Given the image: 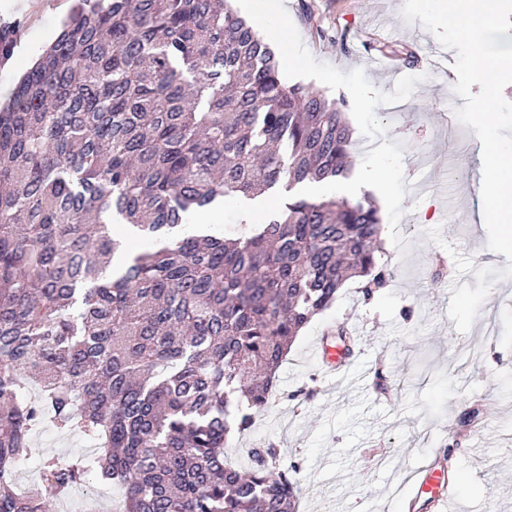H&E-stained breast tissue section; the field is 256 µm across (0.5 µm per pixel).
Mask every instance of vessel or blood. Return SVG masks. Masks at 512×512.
I'll return each instance as SVG.
<instances>
[{"label": "vessel or blood", "mask_w": 512, "mask_h": 512, "mask_svg": "<svg viewBox=\"0 0 512 512\" xmlns=\"http://www.w3.org/2000/svg\"><path fill=\"white\" fill-rule=\"evenodd\" d=\"M319 355L332 374L348 373L351 352L347 347L321 341ZM458 501L457 483L437 456H427L406 477L397 496V504L404 512H414L416 506H424L428 512H454Z\"/></svg>", "instance_id": "vessel-or-blood-1"}]
</instances>
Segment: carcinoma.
<instances>
[{
    "label": "carcinoma",
    "instance_id": "1",
    "mask_svg": "<svg viewBox=\"0 0 512 512\" xmlns=\"http://www.w3.org/2000/svg\"><path fill=\"white\" fill-rule=\"evenodd\" d=\"M18 23L0 21V65ZM342 108L282 79L227 0H74L0 106V512H45L91 472L123 512H298L280 450L228 462L301 330L383 287L369 200L294 198L233 238L185 230L227 196L347 178ZM40 396L26 397L30 385ZM49 422L88 465L15 472Z\"/></svg>",
    "mask_w": 512,
    "mask_h": 512
}]
</instances>
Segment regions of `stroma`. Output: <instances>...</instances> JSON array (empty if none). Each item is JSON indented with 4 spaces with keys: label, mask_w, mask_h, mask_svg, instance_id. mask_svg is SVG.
<instances>
[{
    "label": "stroma",
    "mask_w": 512,
    "mask_h": 512,
    "mask_svg": "<svg viewBox=\"0 0 512 512\" xmlns=\"http://www.w3.org/2000/svg\"><path fill=\"white\" fill-rule=\"evenodd\" d=\"M294 35L278 44L299 83L345 101L356 165L349 198L373 197L384 224L383 288L364 298L349 283L336 304L298 336L277 372L271 409L236 440L233 464L272 442L298 467L299 512H394L390 495L425 455L451 450L460 512H512V278L496 281L469 332L448 316L451 288L475 284L480 267L502 268L477 220L473 174L481 146L454 108L455 51L404 0H280ZM71 0H0V19L22 21L17 50L0 66L4 102L56 36ZM393 65L378 69L373 59ZM347 324L358 352L344 381L311 351L328 326ZM39 456L82 462L91 444L51 429L34 433ZM121 486L89 480L67 498L46 494L47 512H112Z\"/></svg>",
    "instance_id": "1"
}]
</instances>
